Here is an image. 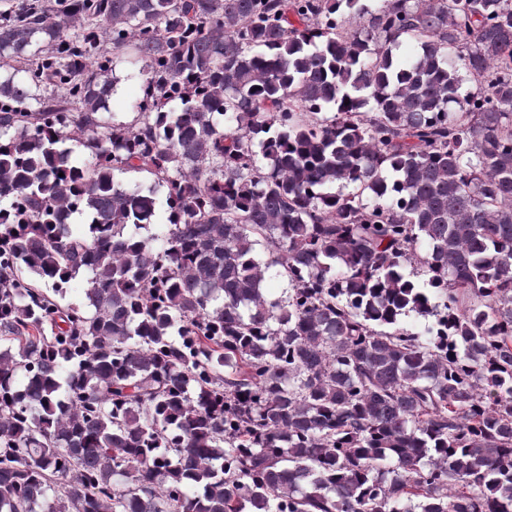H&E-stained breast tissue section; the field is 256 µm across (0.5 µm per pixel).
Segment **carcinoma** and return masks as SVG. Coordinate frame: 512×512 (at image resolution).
<instances>
[{"label":"carcinoma","instance_id":"cac0c4a2","mask_svg":"<svg viewBox=\"0 0 512 512\" xmlns=\"http://www.w3.org/2000/svg\"><path fill=\"white\" fill-rule=\"evenodd\" d=\"M0 512H512V0L0 13ZM130 69L123 64L116 66L114 76L120 85L119 91H115L109 101V118L132 124L136 121L138 113L134 108L142 96V79L131 77Z\"/></svg>","mask_w":512,"mask_h":512}]
</instances>
